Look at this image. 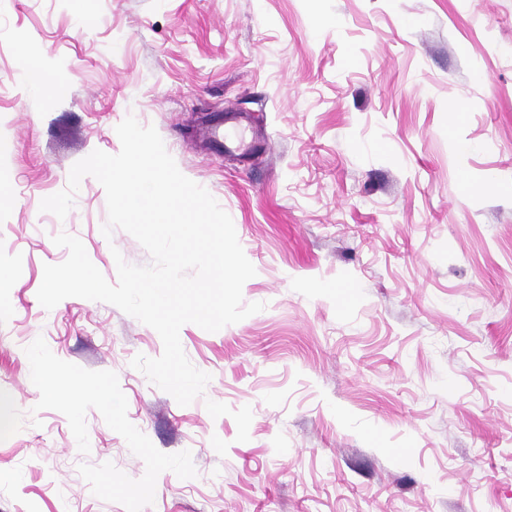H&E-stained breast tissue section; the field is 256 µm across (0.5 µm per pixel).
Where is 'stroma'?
I'll use <instances>...</instances> for the list:
<instances>
[{
  "label": "stroma",
  "mask_w": 512,
  "mask_h": 512,
  "mask_svg": "<svg viewBox=\"0 0 512 512\" xmlns=\"http://www.w3.org/2000/svg\"><path fill=\"white\" fill-rule=\"evenodd\" d=\"M215 112L262 149L195 141ZM130 114L265 305L181 328L211 376L187 406L131 365L153 328L37 299L63 231L109 282L149 264L94 177L39 209ZM0 141V512H512V0H0ZM19 71L22 83L32 93L56 97L66 94V85L58 81H52L44 64L37 59L23 56Z\"/></svg>",
  "instance_id": "obj_1"
}]
</instances>
